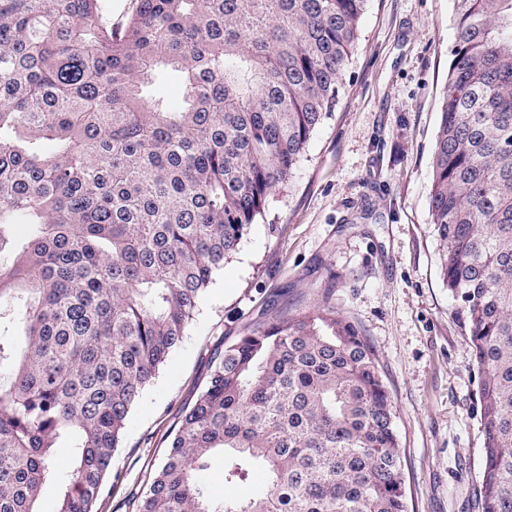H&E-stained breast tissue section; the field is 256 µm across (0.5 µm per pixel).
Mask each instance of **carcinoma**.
<instances>
[{
    "instance_id": "cac0c4a2",
    "label": "carcinoma",
    "mask_w": 512,
    "mask_h": 512,
    "mask_svg": "<svg viewBox=\"0 0 512 512\" xmlns=\"http://www.w3.org/2000/svg\"><path fill=\"white\" fill-rule=\"evenodd\" d=\"M367 2L131 0L115 24L109 0H0V512L49 483L94 512L132 407L333 112ZM454 26L431 223L477 372L476 498L512 512V0H454ZM216 451L224 482L264 481L214 499ZM138 512H408L377 350L330 305L248 330ZM156 84L173 108H177L183 100V87L174 77L162 73L159 74ZM200 480L207 485L211 495L216 499L224 496H247L253 488L252 485L224 484V456L220 453L212 456L208 469L200 474Z\"/></svg>"
}]
</instances>
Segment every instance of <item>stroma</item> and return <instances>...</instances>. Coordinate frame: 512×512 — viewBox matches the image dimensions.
<instances>
[{
  "instance_id": "1",
  "label": "stroma",
  "mask_w": 512,
  "mask_h": 512,
  "mask_svg": "<svg viewBox=\"0 0 512 512\" xmlns=\"http://www.w3.org/2000/svg\"><path fill=\"white\" fill-rule=\"evenodd\" d=\"M454 44L453 0H370L334 111L132 409L95 512H136L225 345L325 301L380 354L409 512H478L473 357L429 205Z\"/></svg>"
}]
</instances>
